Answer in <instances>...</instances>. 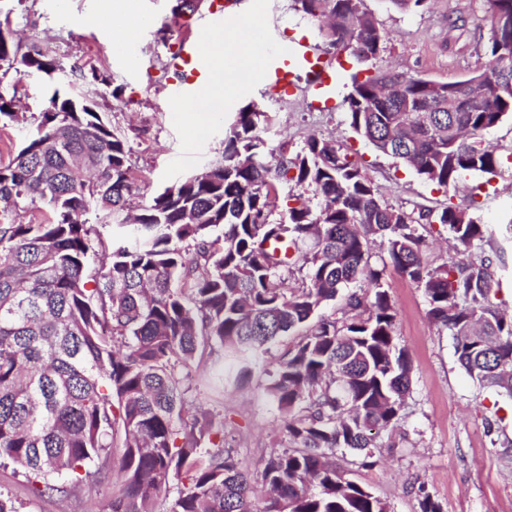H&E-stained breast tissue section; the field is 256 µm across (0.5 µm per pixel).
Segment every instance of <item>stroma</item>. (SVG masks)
<instances>
[{
	"label": "stroma",
	"instance_id": "stroma-1",
	"mask_svg": "<svg viewBox=\"0 0 512 512\" xmlns=\"http://www.w3.org/2000/svg\"><path fill=\"white\" fill-rule=\"evenodd\" d=\"M232 2L226 24L238 35H245L248 24L271 22L284 41L307 39L335 61L339 76L331 108L312 109L303 89L290 97L273 95L241 70L227 81L218 111L198 105L202 122L190 125L170 95L167 63L181 37L197 34L202 15L177 13L176 0H129V17L147 19L130 53L115 43L112 20L89 28L75 26V18L92 13L97 0H0V12L8 14L24 42L49 44L66 69L65 78L58 81L37 72L9 73L0 78V96L14 100L31 119L39 118L53 93L91 96L97 111L128 141L140 176V204L220 160L224 132L235 112L255 105L275 117L261 132L270 152L283 147L298 151L314 135L340 144L358 159L382 197L406 210H438L475 200L474 214L491 234L486 254L504 252L506 268L496 300L512 314V239L503 236L504 225L512 218V115L484 136L504 159L496 173L470 172L454 188L439 189L374 150L350 127L345 98L360 67L350 52L328 47L315 18L296 11L292 0H267L262 13L255 12L253 0ZM364 4L388 35L374 68L454 82L492 62L487 51L492 35L487 0H424L407 10L394 7L390 0ZM93 69L107 77V84L86 82ZM116 86L121 89L117 96L112 93ZM383 287L397 311L399 343L412 364L411 392L400 423L410 442L376 449L371 467L361 466L349 452L337 454V463L351 480L385 501L389 512H421V485L442 512H512V401L483 390L460 367L451 335L426 315L422 288L392 270ZM264 384V374L257 371L248 382L227 387L223 398L203 387L191 389L187 398L188 412L204 407L223 416L227 444L254 476L262 460L287 443L281 415L267 400ZM495 420L499 430L488 432L489 422ZM24 485V477L13 467H0V491L16 496L22 512H110L112 507V489L104 481L90 490L42 498L25 494Z\"/></svg>",
	"mask_w": 512,
	"mask_h": 512
}]
</instances>
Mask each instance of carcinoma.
<instances>
[{
    "instance_id": "1",
    "label": "carcinoma",
    "mask_w": 512,
    "mask_h": 512,
    "mask_svg": "<svg viewBox=\"0 0 512 512\" xmlns=\"http://www.w3.org/2000/svg\"><path fill=\"white\" fill-rule=\"evenodd\" d=\"M293 2L328 20L330 46L368 48L363 65L383 51L387 35L364 0ZM488 3L492 32L502 27L488 68L440 93L375 70L353 76L346 98L354 132L443 189L500 164L483 134L512 113V0ZM18 63L63 69L49 47L22 51L6 18L0 66ZM470 96L484 106L470 108ZM85 105L94 100L54 93L0 165V463L23 471L30 495L111 479L117 449L113 512H388L332 457L347 448L373 465L379 432L398 422L410 392L411 362L382 288L389 266L423 289L428 318L450 332L465 372L512 399V316L493 302L497 262L481 254L488 228L468 209L396 207L324 139L270 161L260 130L274 116L247 105L225 130L222 160L131 220L130 147ZM2 118L27 122L0 96ZM281 183L291 190L275 222ZM433 224L456 249L436 266L422 259V230ZM296 274L297 287H281ZM351 284L359 289L342 293ZM339 297L353 316L321 314ZM283 336L297 340L264 373L290 446L264 462L271 496L257 507L248 470L224 447V420L203 409L184 417L187 368L206 352L240 384Z\"/></svg>"
}]
</instances>
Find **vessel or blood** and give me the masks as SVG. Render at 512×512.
I'll return each instance as SVG.
<instances>
[{
    "label": "vessel or blood",
    "mask_w": 512,
    "mask_h": 512,
    "mask_svg": "<svg viewBox=\"0 0 512 512\" xmlns=\"http://www.w3.org/2000/svg\"><path fill=\"white\" fill-rule=\"evenodd\" d=\"M254 58L261 61L269 90L279 96L292 95L299 80H306L312 90L310 104L321 107L336 75V66L317 53L304 40L279 46L271 24L254 26L248 46ZM170 93L178 100L200 101L213 79L210 60L201 54L197 38L185 37L172 56Z\"/></svg>",
    "instance_id": "vessel-or-blood-1"
}]
</instances>
